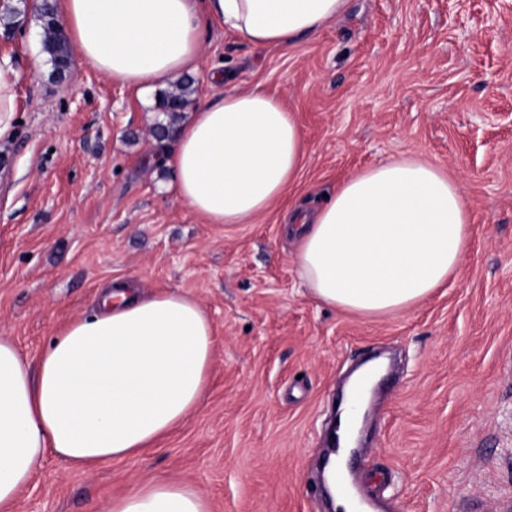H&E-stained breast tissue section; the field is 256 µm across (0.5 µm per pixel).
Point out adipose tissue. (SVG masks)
<instances>
[{
  "label": "adipose tissue",
  "instance_id": "adipose-tissue-1",
  "mask_svg": "<svg viewBox=\"0 0 512 512\" xmlns=\"http://www.w3.org/2000/svg\"><path fill=\"white\" fill-rule=\"evenodd\" d=\"M347 0H60L82 62L141 100L202 62L217 22L256 47H288L341 15ZM282 97L231 91L195 106L159 163L209 224H252L296 182L304 155ZM300 281L320 302L366 317L411 310L457 275L470 245L457 182L417 157L362 169L309 209L289 207ZM214 329L191 295L118 285L72 320L38 362L0 336V512H14L47 455L90 472L154 447L208 390ZM101 512H210L177 480H151Z\"/></svg>",
  "mask_w": 512,
  "mask_h": 512
}]
</instances>
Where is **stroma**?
<instances>
[{
    "label": "stroma",
    "instance_id": "35a3bbf8",
    "mask_svg": "<svg viewBox=\"0 0 512 512\" xmlns=\"http://www.w3.org/2000/svg\"><path fill=\"white\" fill-rule=\"evenodd\" d=\"M6 3L17 14L0 60L19 81L0 137V336L37 359L111 281L190 293L215 326L209 387L183 424L90 473L48 456L15 512H98L162 478L196 486L211 512H328V421L374 352L392 368L355 488L385 512H512V0H348L287 48L210 24L192 102L222 93L214 70L231 73L282 94L306 143L288 200L253 224L205 223L147 162L164 112L78 61L71 83L53 81L38 0ZM403 156L442 167L467 199L459 275L395 316L319 302L297 277L285 210Z\"/></svg>",
    "mask_w": 512,
    "mask_h": 512
}]
</instances>
